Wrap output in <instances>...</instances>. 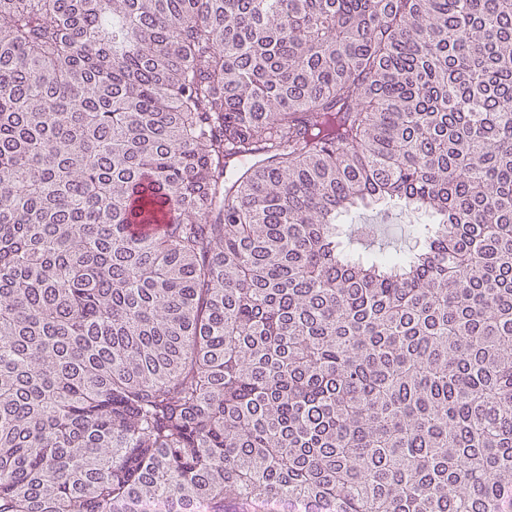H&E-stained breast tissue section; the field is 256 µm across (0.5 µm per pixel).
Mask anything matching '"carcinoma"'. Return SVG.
I'll list each match as a JSON object with an SVG mask.
<instances>
[{
  "instance_id": "carcinoma-1",
  "label": "carcinoma",
  "mask_w": 512,
  "mask_h": 512,
  "mask_svg": "<svg viewBox=\"0 0 512 512\" xmlns=\"http://www.w3.org/2000/svg\"><path fill=\"white\" fill-rule=\"evenodd\" d=\"M284 500L512 512V0H0V512ZM424 219L418 214L384 213L379 210H360L352 224H359L363 235L357 243L361 250H393L401 246L413 234L415 224Z\"/></svg>"
}]
</instances>
